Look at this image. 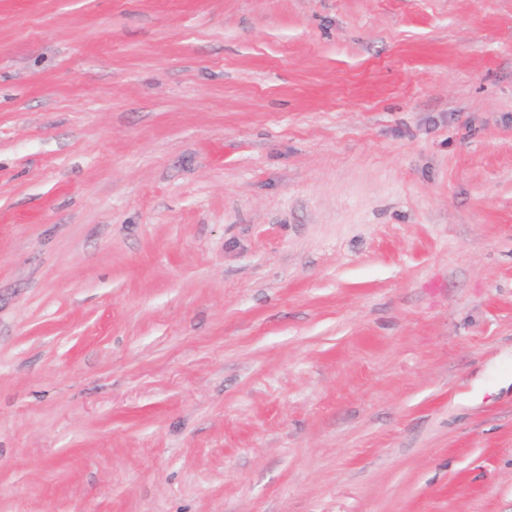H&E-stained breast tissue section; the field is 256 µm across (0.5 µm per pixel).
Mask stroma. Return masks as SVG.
I'll return each mask as SVG.
<instances>
[{
  "instance_id": "1",
  "label": "stroma",
  "mask_w": 512,
  "mask_h": 512,
  "mask_svg": "<svg viewBox=\"0 0 512 512\" xmlns=\"http://www.w3.org/2000/svg\"><path fill=\"white\" fill-rule=\"evenodd\" d=\"M0 512H512V0H0Z\"/></svg>"
}]
</instances>
